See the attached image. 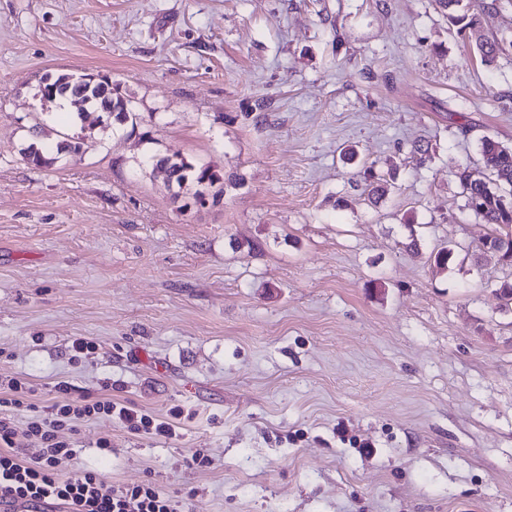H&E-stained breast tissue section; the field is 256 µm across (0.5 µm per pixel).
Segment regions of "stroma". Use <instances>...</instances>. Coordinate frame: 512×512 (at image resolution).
Returning <instances> with one entry per match:
<instances>
[{
    "label": "stroma",
    "instance_id": "35a3bbf8",
    "mask_svg": "<svg viewBox=\"0 0 512 512\" xmlns=\"http://www.w3.org/2000/svg\"><path fill=\"white\" fill-rule=\"evenodd\" d=\"M462 7L461 33L437 0H0V374L181 412L170 439L81 424L61 476L183 512H512V267L455 176L512 147V0ZM61 72L136 125L43 103ZM38 123L89 146L34 167ZM156 155L223 196L173 195ZM68 77V73H60L57 77L50 82V85L57 87L56 96L62 98H72L73 96H82L84 98H88L90 103L98 106L100 108V112L104 113L107 118L112 119L116 124L120 119H127L128 122L131 121L132 125H134L133 120L136 121V116L138 114L133 111V107L131 105V101L129 99H125L124 97L114 93V88L112 90V83L108 81L107 78L103 77V79H97L95 81H90L91 76L84 75H70L69 80L76 83H84L76 85L71 82H67L66 79ZM64 92V93H61ZM127 109L128 112H123ZM121 125V124H119ZM154 168H161L166 172L169 187L184 189L190 184L200 186L203 189L214 188L220 184L215 192V197L224 192L223 178L205 166H196L184 159H174L168 156H156Z\"/></svg>",
    "mask_w": 512,
    "mask_h": 512
}]
</instances>
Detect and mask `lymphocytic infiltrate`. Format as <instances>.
Instances as JSON below:
<instances>
[{
  "label": "lymphocytic infiltrate",
  "mask_w": 512,
  "mask_h": 512,
  "mask_svg": "<svg viewBox=\"0 0 512 512\" xmlns=\"http://www.w3.org/2000/svg\"><path fill=\"white\" fill-rule=\"evenodd\" d=\"M29 411L27 436L35 450L24 460L12 453L15 422ZM118 419L135 433L156 437L175 435L174 423L113 400L111 395L72 397L68 383L42 391L29 379L0 375V498L26 502L50 501L64 512H181V504L150 482L134 487L107 485L96 471L84 470L63 478L59 459L77 453L75 441L60 437L62 429L93 418Z\"/></svg>",
  "instance_id": "obj_1"
}]
</instances>
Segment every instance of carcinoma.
I'll return each instance as SVG.
<instances>
[{"mask_svg": "<svg viewBox=\"0 0 512 512\" xmlns=\"http://www.w3.org/2000/svg\"><path fill=\"white\" fill-rule=\"evenodd\" d=\"M448 11L450 21L462 29L474 28L480 23L477 15L456 13L461 0H437ZM68 74L61 73L51 82L57 87V96L71 98L82 96L98 106L112 121H132L137 113L131 101L114 93L108 79H97L76 85L67 81ZM87 148L84 136L62 134L57 139L43 130L35 132V139L24 150L27 161L36 167L50 168L62 154H80ZM482 165L468 164L458 167L456 176L466 199V208L475 217L492 225V231L482 240L481 249L494 252L500 260L512 265V148L490 136L481 138ZM154 167L166 172L167 184L180 190L193 184L202 187L194 193L204 196V190L218 187L215 195L223 194V178L205 166H196L184 159L168 156L155 158Z\"/></svg>", "mask_w": 512, "mask_h": 512, "instance_id": "1", "label": "carcinoma"}]
</instances>
